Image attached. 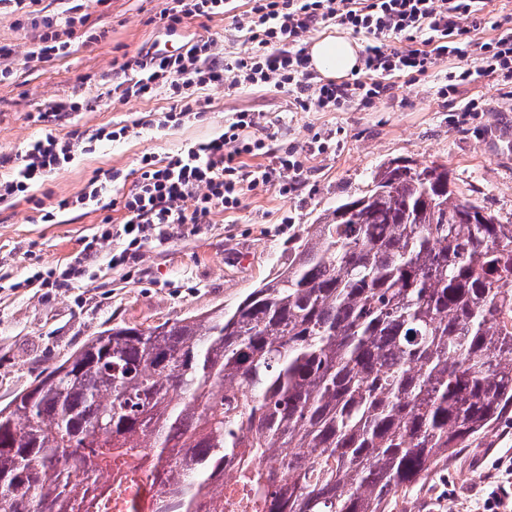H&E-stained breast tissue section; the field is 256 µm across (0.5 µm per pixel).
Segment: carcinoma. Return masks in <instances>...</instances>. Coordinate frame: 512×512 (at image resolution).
<instances>
[{"label": "carcinoma", "instance_id": "cac0c4a2", "mask_svg": "<svg viewBox=\"0 0 512 512\" xmlns=\"http://www.w3.org/2000/svg\"><path fill=\"white\" fill-rule=\"evenodd\" d=\"M509 411L512 224L394 159L232 309L116 323L1 407L0 512L143 464L162 512H219L227 461L266 512H395Z\"/></svg>", "mask_w": 512, "mask_h": 512}]
</instances>
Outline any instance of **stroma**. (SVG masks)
<instances>
[{"label": "stroma", "instance_id": "obj_1", "mask_svg": "<svg viewBox=\"0 0 512 512\" xmlns=\"http://www.w3.org/2000/svg\"><path fill=\"white\" fill-rule=\"evenodd\" d=\"M166 5L167 0H86L85 29L100 34V41L50 65H18L14 78L0 83V153L15 154L49 133L64 136L168 111L173 101L167 94L123 101L99 79L113 61L141 49L173 51L182 45V38L165 35L153 22ZM456 65L453 59L436 62L415 79H396L386 95L354 101L338 112L296 110L287 93L271 86L209 88L201 93L208 108L200 118L98 145L50 175L34 199L0 204V406L114 323L149 326L235 306L287 262L294 235L369 189L374 171L389 160L447 165L463 197L512 222V82L479 76L441 95ZM76 87L88 106L71 123L38 121L39 108ZM471 101L478 102V111H467ZM241 110L261 113L290 149L308 151L310 142L321 141L322 151L310 154L307 178L295 191L284 195L258 186L246 192L239 209L214 212L197 228L184 226L167 244L144 243L130 264L91 266L65 288L26 285L36 271L66 268L83 242L102 230V211H72L63 222L46 224L40 206L74 196L96 171L130 176L143 154L164 158L221 133L226 119ZM510 459L512 414L459 450L450 468L437 471L398 508L481 512L496 464Z\"/></svg>", "mask_w": 512, "mask_h": 512}]
</instances>
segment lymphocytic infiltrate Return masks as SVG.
<instances>
[{
  "instance_id": "1",
  "label": "lymphocytic infiltrate",
  "mask_w": 512,
  "mask_h": 512,
  "mask_svg": "<svg viewBox=\"0 0 512 512\" xmlns=\"http://www.w3.org/2000/svg\"><path fill=\"white\" fill-rule=\"evenodd\" d=\"M39 0H0V8L26 14L40 27L36 45L26 62H51L70 55L75 40V18L59 22L38 8ZM486 0H247L245 32L247 49L238 56L218 59L215 41L201 36L183 45L180 52L158 51L113 63L103 81H111L121 99L142 100L165 92L176 108L148 120V127L163 131L200 117L198 89L221 86H274L293 98L300 109L339 111L355 100L369 101L388 90L395 78L426 72L436 60L451 56L462 66L453 78L468 83L476 74L503 72L512 75V16L495 23L496 35L481 41L476 33ZM232 0H171L159 14L166 31L176 33L191 21L205 22L231 13ZM338 25L367 34L363 66L355 78L336 83L317 80L308 54L300 42L306 34L328 25ZM131 126H102L91 132L72 131L67 136L46 135L15 154L10 178L0 179V203L28 196L32 187L60 171L77 155L91 152L96 143L128 138ZM263 157L258 166L252 157ZM292 180H285V173ZM304 176V167L293 150L278 142L256 112H235L223 133L186 145L174 156L159 159L142 155L137 178L119 198L122 216L118 229H111V216L102 218L104 229L84 242L79 258L62 272L35 273L40 285L64 287L83 269L99 261L126 264L145 241L166 242L176 227L208 223L214 211L239 208L246 190L258 185L277 186L287 194ZM119 171H97L74 196L60 199L42 220L55 222L59 213L88 207L103 210ZM126 239L119 253L103 252L112 236Z\"/></svg>"
}]
</instances>
